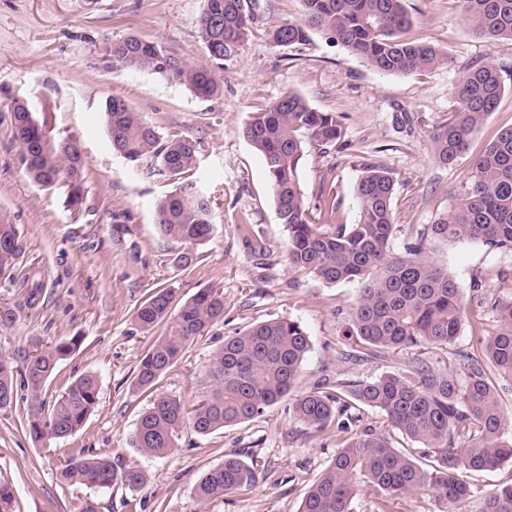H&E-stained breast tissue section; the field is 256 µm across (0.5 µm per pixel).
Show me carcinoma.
Segmentation results:
<instances>
[{
	"mask_svg": "<svg viewBox=\"0 0 512 512\" xmlns=\"http://www.w3.org/2000/svg\"><path fill=\"white\" fill-rule=\"evenodd\" d=\"M298 19L279 21L268 35L279 46L304 45L318 32L384 74H423L448 57L428 42L404 37L412 20L404 0H303ZM470 28L492 39L512 40V0H458ZM252 0H204L199 34L216 64L232 59L252 33ZM113 73L150 71L200 98L220 92L216 73L169 53L139 37L114 42L102 54ZM504 92L496 65L471 66L454 87L457 107L444 123L431 127L435 161L448 166L466 151L474 131L494 112ZM105 116L113 151L132 163L152 162L155 171L177 188L155 210L160 234L183 246L177 265L185 270L199 259L196 246L215 231L212 201L192 181L195 147L174 133L161 136L155 126L120 96L106 101ZM0 119L10 122L11 138L30 179L42 186L61 184L68 203L82 204L84 162L76 141L54 142L34 118L28 102L12 98ZM243 134L264 159L278 214L288 233L287 258L296 270L330 283L356 282L359 297L353 330L365 355L381 359L395 350L424 345L446 346L469 326L481 355L441 367L413 359L402 372L338 388L323 382L298 396L295 419L317 437L336 436V457L310 484L300 512H351L352 500L371 489L384 497L431 495L442 512H460L474 491L467 471L491 470L512 463V415L498 399L495 375L512 379V302L492 307L497 327L468 310L463 289L448 269L425 255L424 242L468 241L512 252V127L501 129L473 161L468 185L453 207L421 234L403 255L391 247L395 224L391 208L395 182L384 166H372L355 189L359 219L337 222L335 201L326 199L318 214L309 210L300 185V162L308 147H324L341 138L336 114L321 112L295 92L274 99L246 121ZM251 252L263 257L266 245L247 223L239 224ZM23 250L16 225L0 224V280H11ZM173 290L152 292L137 307L134 323L143 333L158 326L165 332L148 343L134 377L139 392L157 390L160 378L186 347L224 319V293L216 287L198 291L172 313ZM71 338L49 348L37 345L16 354L0 353V411L15 405L17 386L30 397L28 424L38 439L78 434L94 411L99 382L86 374L71 382L51 403L41 394L60 361L73 355ZM310 339L300 322L276 318L224 337L208 364L211 390L195 404L158 395L141 415L134 447L145 457H166L180 429L189 424L207 436L256 419L292 389ZM24 369L15 370L16 359ZM377 410L392 429L433 458L426 469L419 459L393 447L373 431L357 432L356 411ZM265 465L233 457L209 469L192 491L201 503L248 487ZM59 481L88 489L115 485L138 488L143 469L113 460L108 453L82 449L58 468ZM480 512H512V483L485 496Z\"/></svg>",
	"mask_w": 512,
	"mask_h": 512,
	"instance_id": "carcinoma-1",
	"label": "carcinoma"
}]
</instances>
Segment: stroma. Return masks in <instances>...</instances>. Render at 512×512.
Listing matches in <instances>:
<instances>
[{
    "label": "stroma",
    "instance_id": "35a3bbf8",
    "mask_svg": "<svg viewBox=\"0 0 512 512\" xmlns=\"http://www.w3.org/2000/svg\"><path fill=\"white\" fill-rule=\"evenodd\" d=\"M203 3L0 0V109L23 95L54 140H77L86 175L82 205L69 207L66 188L43 187L27 177L10 129L0 122V222L17 225L23 239L13 280L0 282V305L20 312L14 328L0 331V353L17 352L35 339L51 345L74 337L80 347L60 362L44 398L54 400L84 373L99 380L98 405L72 438H35L25 399L0 412V483L10 487L15 512H80L89 498L99 512H299L310 483L337 448L335 438H313L294 418L291 399L205 437L184 427L169 456L137 451L133 436L150 398L134 390L133 380L150 338L135 328L136 307L166 286L174 289L178 306L201 289L223 290V322L190 344L158 383L159 394L188 405L208 391L207 365L225 336L275 318L299 321L310 338L296 391L400 371L416 351L370 359L350 334L358 284H328L289 264L288 236L264 160L243 127L252 112L288 91L319 111L336 113L341 139L301 160L306 203L316 210L334 199L341 223H357V182L366 167L386 166L396 181L392 249L402 254L463 193L475 157L500 129L512 126V41L476 34L455 0H406L413 19L409 38L435 45L449 59L422 75L380 73L319 34L305 45H275L267 36L270 26L300 17L302 0H255L252 34L217 69L221 91L214 97L198 98L147 71L103 69L104 48L129 36L209 65L198 26ZM473 60L496 64L504 92L467 152L443 166L431 155L430 127L447 121L455 107L452 88ZM113 95L124 97L161 135L180 132L196 148L195 178L213 200L217 229L198 245L200 260L192 270L176 266L179 244L163 238L153 222L156 203L175 190L174 181L112 150L104 108ZM46 102L52 105L47 112ZM242 216L264 238L266 258L247 248L237 224ZM117 222L130 228L119 239L112 234ZM427 254L463 289L479 285L472 305L512 301V253L464 241L429 243ZM32 278L43 286L34 305L27 304L22 286ZM83 448L139 466L146 483L133 491L119 485L96 492L61 484V462ZM227 456L259 459L265 471L248 488L198 502L192 494L196 479ZM382 505L387 512L442 510L428 496L385 501L366 490L353 499L351 512H377Z\"/></svg>",
    "mask_w": 512,
    "mask_h": 512
}]
</instances>
